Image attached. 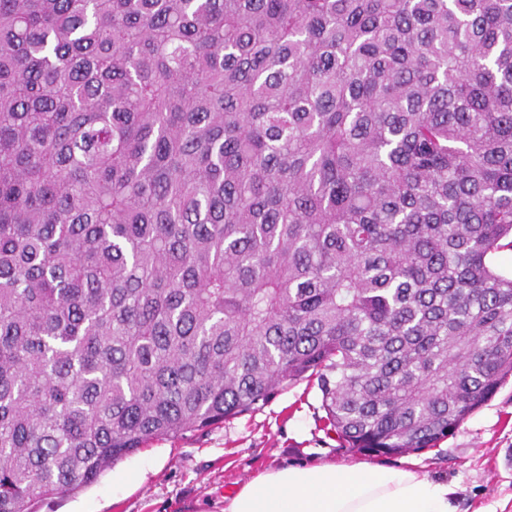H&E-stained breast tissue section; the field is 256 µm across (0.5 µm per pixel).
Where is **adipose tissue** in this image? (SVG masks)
I'll use <instances>...</instances> for the list:
<instances>
[{
    "mask_svg": "<svg viewBox=\"0 0 512 512\" xmlns=\"http://www.w3.org/2000/svg\"><path fill=\"white\" fill-rule=\"evenodd\" d=\"M447 481L366 463L272 468L242 485L224 512H456Z\"/></svg>",
    "mask_w": 512,
    "mask_h": 512,
    "instance_id": "adipose-tissue-1",
    "label": "adipose tissue"
}]
</instances>
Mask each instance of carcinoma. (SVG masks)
<instances>
[{
  "instance_id": "cac0c4a2",
  "label": "carcinoma",
  "mask_w": 512,
  "mask_h": 512,
  "mask_svg": "<svg viewBox=\"0 0 512 512\" xmlns=\"http://www.w3.org/2000/svg\"><path fill=\"white\" fill-rule=\"evenodd\" d=\"M512 0H0V512L315 380L434 448L512 376Z\"/></svg>"
}]
</instances>
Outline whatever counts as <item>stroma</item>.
<instances>
[{"label":"stroma","mask_w":512,"mask_h":512,"mask_svg":"<svg viewBox=\"0 0 512 512\" xmlns=\"http://www.w3.org/2000/svg\"><path fill=\"white\" fill-rule=\"evenodd\" d=\"M409 466L457 488V512H512V378L436 447L400 456L342 449L306 379L224 423L156 441L37 512H224L225 498L279 464Z\"/></svg>","instance_id":"1"}]
</instances>
